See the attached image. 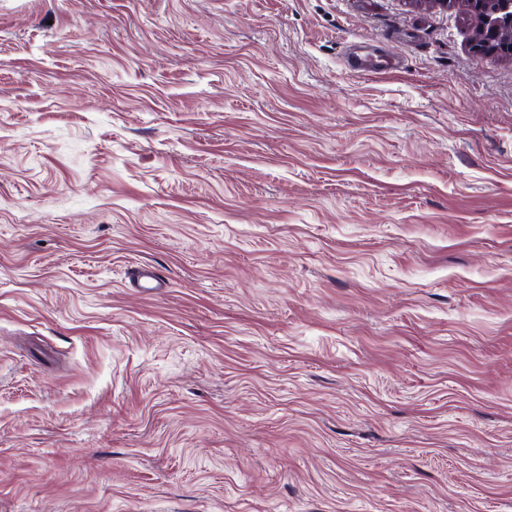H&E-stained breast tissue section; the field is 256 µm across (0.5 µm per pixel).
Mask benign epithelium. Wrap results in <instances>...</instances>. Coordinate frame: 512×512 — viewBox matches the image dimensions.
Segmentation results:
<instances>
[{
    "mask_svg": "<svg viewBox=\"0 0 512 512\" xmlns=\"http://www.w3.org/2000/svg\"><path fill=\"white\" fill-rule=\"evenodd\" d=\"M467 17L479 29L471 48L481 54L512 58V0H461Z\"/></svg>",
    "mask_w": 512,
    "mask_h": 512,
    "instance_id": "7a95c632",
    "label": "benign epithelium"
}]
</instances>
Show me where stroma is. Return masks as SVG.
<instances>
[{
  "mask_svg": "<svg viewBox=\"0 0 512 512\" xmlns=\"http://www.w3.org/2000/svg\"><path fill=\"white\" fill-rule=\"evenodd\" d=\"M470 36L0 0V512H512V59Z\"/></svg>",
  "mask_w": 512,
  "mask_h": 512,
  "instance_id": "35a3bbf8",
  "label": "stroma"
}]
</instances>
